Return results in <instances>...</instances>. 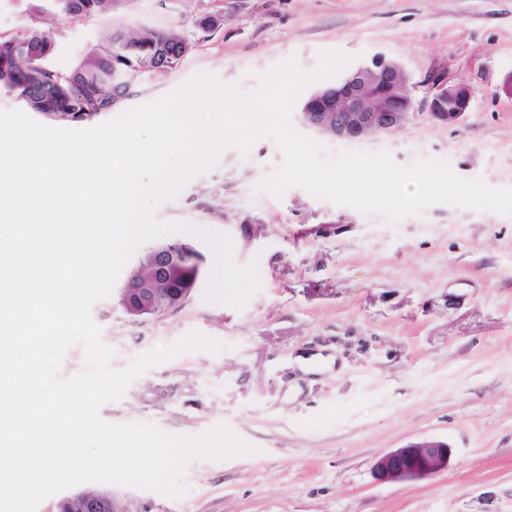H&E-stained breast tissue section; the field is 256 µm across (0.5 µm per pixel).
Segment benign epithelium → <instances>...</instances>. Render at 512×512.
<instances>
[{
	"label": "benign epithelium",
	"mask_w": 512,
	"mask_h": 512,
	"mask_svg": "<svg viewBox=\"0 0 512 512\" xmlns=\"http://www.w3.org/2000/svg\"><path fill=\"white\" fill-rule=\"evenodd\" d=\"M408 76L403 65L382 54L371 63L359 65L335 84L311 93L303 102L301 115L304 124L312 130L337 138L357 139L369 135L388 134L408 124L415 111L425 109L430 117L448 127L460 124L470 111L475 90L467 84H450L437 79L431 90L416 101L407 90ZM154 271L170 265L179 258L201 275L205 256L192 244L170 240L150 250ZM160 289L143 288L136 278L128 279L121 294L143 295L150 306L163 313L172 308L167 286L162 279ZM451 448L438 440L412 442L381 455L374 467L376 479L383 482L404 481L430 477L448 468ZM76 512H145L131 498L121 499L102 489L87 494L74 491L68 494Z\"/></svg>",
	"instance_id": "benign-epithelium-1"
}]
</instances>
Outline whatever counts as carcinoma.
<instances>
[{
    "mask_svg": "<svg viewBox=\"0 0 512 512\" xmlns=\"http://www.w3.org/2000/svg\"><path fill=\"white\" fill-rule=\"evenodd\" d=\"M61 12L95 15L111 6L112 0H53ZM54 42L41 31L0 38V87L14 93L33 112H50L51 119L84 122L112 111L114 100L125 99L141 73L172 69L192 50V43L177 34L159 28H142L135 34L115 31L92 48L72 69L62 72L48 65ZM36 67H31V64ZM35 69L38 79L31 82L27 70ZM124 71L130 81L113 82L112 75ZM170 284L175 288L193 287L191 270L171 268Z\"/></svg>",
    "mask_w": 512,
    "mask_h": 512,
    "instance_id": "obj_1",
    "label": "carcinoma"
}]
</instances>
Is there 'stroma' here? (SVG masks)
Masks as SVG:
<instances>
[{
    "label": "stroma",
    "instance_id": "35a3bbf8",
    "mask_svg": "<svg viewBox=\"0 0 512 512\" xmlns=\"http://www.w3.org/2000/svg\"><path fill=\"white\" fill-rule=\"evenodd\" d=\"M207 16L218 26L205 36ZM144 27L175 30L193 49L175 68L141 75L122 109L203 72L251 90L292 57L309 70L324 50L357 65L382 54L404 65L414 98L435 76L470 85V111L454 127L420 110L389 134H316L327 156L436 158L512 187V0H112L91 16L0 0V38L49 34L60 69L105 33ZM281 161L268 138L245 156L226 149L156 209L158 220L191 224L186 239L206 257L185 304L137 320L114 295L91 309L116 369L193 331L224 345L152 368L101 407L102 419L186 436L224 424L258 452L193 461L179 497L119 494L148 512H512V215L439 203L391 222L300 187L253 194ZM202 229L229 234L238 263L258 259L262 286L243 309L207 300L215 257ZM306 353L333 356L332 371L302 372ZM423 440L448 443L446 470L375 479L379 456Z\"/></svg>",
    "mask_w": 512,
    "mask_h": 512
}]
</instances>
